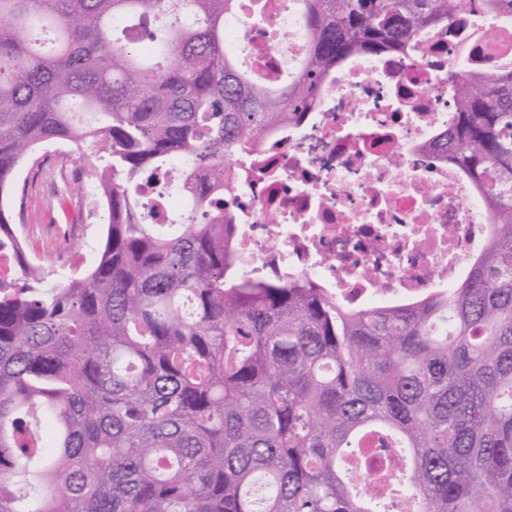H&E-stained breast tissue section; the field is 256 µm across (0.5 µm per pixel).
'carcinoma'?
Here are the masks:
<instances>
[{
	"label": "carcinoma",
	"mask_w": 512,
	"mask_h": 512,
	"mask_svg": "<svg viewBox=\"0 0 512 512\" xmlns=\"http://www.w3.org/2000/svg\"><path fill=\"white\" fill-rule=\"evenodd\" d=\"M301 7L307 52L270 83L225 48L241 0H0V512H512V71L454 72L438 141L494 226L468 277L349 307L239 271L224 165L345 58L408 51L470 0ZM56 145L107 215L74 277L33 259L3 205ZM175 161L187 216L152 224L141 188ZM371 438L401 457L375 484Z\"/></svg>",
	"instance_id": "carcinoma-1"
}]
</instances>
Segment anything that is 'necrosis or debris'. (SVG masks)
<instances>
[{"label": "necrosis or debris", "instance_id": "1", "mask_svg": "<svg viewBox=\"0 0 512 512\" xmlns=\"http://www.w3.org/2000/svg\"><path fill=\"white\" fill-rule=\"evenodd\" d=\"M224 43L284 78L306 50L300 0L225 20ZM469 65L512 71V13L471 0L410 53L349 57L299 123L229 162L224 212L242 271L304 278L360 307L407 305L463 279L493 226L469 175L425 146L451 121L452 74Z\"/></svg>", "mask_w": 512, "mask_h": 512}]
</instances>
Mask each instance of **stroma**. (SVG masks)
Instances as JSON below:
<instances>
[{"label": "stroma", "instance_id": "35a3bbf8", "mask_svg": "<svg viewBox=\"0 0 512 512\" xmlns=\"http://www.w3.org/2000/svg\"><path fill=\"white\" fill-rule=\"evenodd\" d=\"M15 181L26 189L19 230L31 253L61 273L79 274L99 250L103 215L69 147L41 150L20 165Z\"/></svg>", "mask_w": 512, "mask_h": 512}]
</instances>
